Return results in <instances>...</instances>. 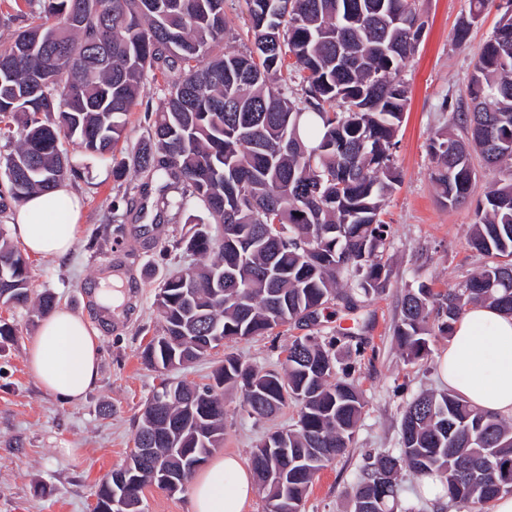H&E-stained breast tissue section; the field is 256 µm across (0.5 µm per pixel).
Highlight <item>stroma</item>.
Listing matches in <instances>:
<instances>
[{
    "mask_svg": "<svg viewBox=\"0 0 512 512\" xmlns=\"http://www.w3.org/2000/svg\"><path fill=\"white\" fill-rule=\"evenodd\" d=\"M426 27L417 51L405 68L409 101L399 131L396 165L402 181L384 206L390 226L384 260L391 273L386 291L347 309L333 298L322 324V335L344 332L334 351L351 364V379L361 390L365 407L354 442L346 452L318 471L304 501L303 512H353L351 488L368 457L398 453L400 420L406 404L424 391L445 386L437 361L449 339H431L424 359L404 361L393 338L407 290L427 284L443 289L476 272L482 257L468 245L477 198L493 184L491 169L477 170L474 196L450 208L444 206L431 181L427 140L447 128L441 100L464 97L470 63L491 36L499 18L489 9L475 24L467 42H457L459 20L470 0H420ZM69 154L79 169L70 187L83 201L79 233L64 260L29 258L34 293L55 295L58 305L84 317L99 337V378L77 402H64L43 390L26 362V347L41 320L30 308L0 306V316L13 324L15 336L0 342V512H94L103 479L127 458L137 432V420L155 386L157 372L142 359V351L160 327L155 294L162 278L193 267L194 256L173 250L185 227L186 213L145 215L114 209L124 190L112 177L111 161L84 157L76 145ZM161 224L160 247L147 251L138 231L141 224ZM120 267L125 283L135 284L134 299L125 301L122 316L102 321L91 293L99 277ZM293 326H280L265 336L225 341L208 355L177 370L189 383L209 382L225 356L234 355L264 370H281L284 350L298 336ZM241 394L224 392V441L219 454L249 461L269 432L294 427L299 407L287 401L269 420L258 421L241 407Z\"/></svg>",
    "mask_w": 512,
    "mask_h": 512,
    "instance_id": "35a3bbf8",
    "label": "stroma"
}]
</instances>
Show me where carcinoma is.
Masks as SVG:
<instances>
[{
    "label": "carcinoma",
    "instance_id": "carcinoma-1",
    "mask_svg": "<svg viewBox=\"0 0 512 512\" xmlns=\"http://www.w3.org/2000/svg\"><path fill=\"white\" fill-rule=\"evenodd\" d=\"M253 50L223 48L224 0H10L0 13V158L10 200L55 189L77 174L64 143L91 158L112 159V176L137 181L142 198L163 183L157 209L197 215L172 247L197 256L188 271L159 285L157 340L142 355L180 392L151 420L153 462L181 471L202 440L224 439V388L241 392L254 418L292 399L296 427L264 440L285 453L251 464L266 502H304L313 476L344 454L364 409L361 391L339 371L334 340L319 332L293 339L283 372L224 358L212 382L187 386L166 372L208 352L207 336H263L279 326H321L341 288L347 308L385 291L386 197L400 182L394 156L408 101L401 78L425 28L419 0H244ZM492 0H471L457 28L467 39ZM162 80L147 135L129 157L115 158L145 75ZM463 131L428 138L431 179L442 201L470 198L474 159L498 180L474 209L470 246L485 258L463 283L408 291L393 329L408 361L427 355L429 337L449 336L466 307L487 302L512 314V0L481 48L465 97L449 113ZM247 276L240 288L217 287L220 273ZM4 301L44 316L50 293L30 295L27 258L0 240ZM397 456L381 455L352 488L354 512H395L394 475L405 465L435 476L462 512H485L512 494V424L457 395L423 394L403 411ZM493 477L476 486L469 469L485 461ZM100 485L97 506L124 495L123 512H141L140 492L159 485L135 456Z\"/></svg>",
    "mask_w": 512,
    "mask_h": 512
}]
</instances>
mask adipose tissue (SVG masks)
Wrapping results in <instances>:
<instances>
[{
    "label": "adipose tissue",
    "mask_w": 512,
    "mask_h": 512,
    "mask_svg": "<svg viewBox=\"0 0 512 512\" xmlns=\"http://www.w3.org/2000/svg\"><path fill=\"white\" fill-rule=\"evenodd\" d=\"M80 202L68 185L30 195L14 212L12 232L25 249L61 258L77 237ZM99 342L82 316L58 308L41 322L26 348L28 365L49 393L82 399L98 378ZM442 381L470 404L512 417V315L492 305H469L454 325L438 359ZM256 483L233 455L214 458L194 478L191 512H244Z\"/></svg>",
    "instance_id": "ef3b65f1"
}]
</instances>
